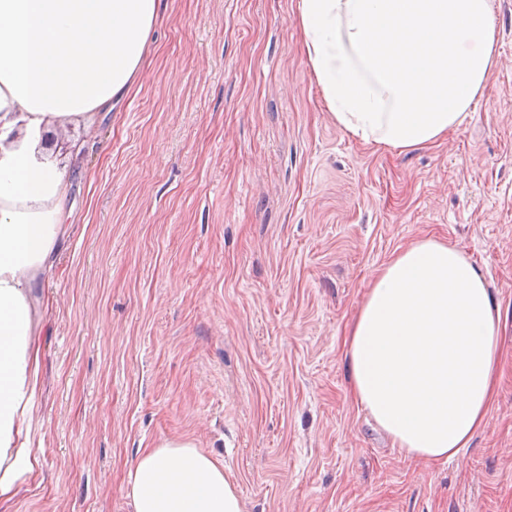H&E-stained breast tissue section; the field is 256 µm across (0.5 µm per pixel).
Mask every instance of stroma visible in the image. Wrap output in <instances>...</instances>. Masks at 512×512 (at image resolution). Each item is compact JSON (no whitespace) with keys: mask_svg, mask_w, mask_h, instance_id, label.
Segmentation results:
<instances>
[{"mask_svg":"<svg viewBox=\"0 0 512 512\" xmlns=\"http://www.w3.org/2000/svg\"><path fill=\"white\" fill-rule=\"evenodd\" d=\"M463 123L398 151L339 126L297 0H165L141 79L82 145L44 283L37 463L0 512H131L140 449L188 438L243 512H512V360L486 426L439 466L349 394L343 331L376 272L433 238L512 328V0Z\"/></svg>","mask_w":512,"mask_h":512,"instance_id":"35a3bbf8","label":"stroma"}]
</instances>
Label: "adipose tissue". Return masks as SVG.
Returning a JSON list of instances; mask_svg holds the SVG:
<instances>
[{"mask_svg": "<svg viewBox=\"0 0 512 512\" xmlns=\"http://www.w3.org/2000/svg\"><path fill=\"white\" fill-rule=\"evenodd\" d=\"M161 0H0V500L24 454L39 383L41 276L68 235L70 171L51 131L108 115L141 77ZM305 51L337 123L403 151L445 137L495 56L489 0H298ZM477 34L479 49L463 39ZM501 305L455 247L425 239L378 273L344 340L351 392L402 454L444 464L467 448L512 355ZM131 512H242L224 464L193 441L142 449Z\"/></svg>", "mask_w": 512, "mask_h": 512, "instance_id": "1", "label": "adipose tissue"}]
</instances>
